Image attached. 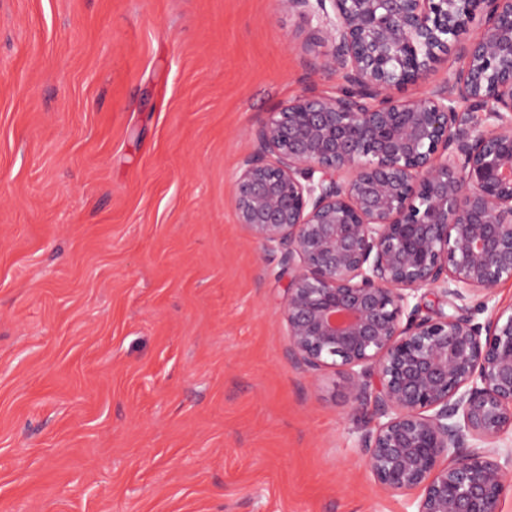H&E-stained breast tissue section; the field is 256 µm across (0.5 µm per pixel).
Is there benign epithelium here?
<instances>
[{
    "instance_id": "obj_1",
    "label": "benign epithelium",
    "mask_w": 512,
    "mask_h": 512,
    "mask_svg": "<svg viewBox=\"0 0 512 512\" xmlns=\"http://www.w3.org/2000/svg\"><path fill=\"white\" fill-rule=\"evenodd\" d=\"M352 86L269 113L236 214L291 273V358L372 405L358 445L414 512H501L512 490V0H280ZM454 79L412 99L453 46ZM467 103L464 110L460 104ZM340 172L349 173L345 180ZM422 289L448 310L420 315ZM485 318L479 322L476 315Z\"/></svg>"
}]
</instances>
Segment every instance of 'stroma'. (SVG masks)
Returning a JSON list of instances; mask_svg holds the SVG:
<instances>
[{
	"mask_svg": "<svg viewBox=\"0 0 512 512\" xmlns=\"http://www.w3.org/2000/svg\"><path fill=\"white\" fill-rule=\"evenodd\" d=\"M279 0H0V512H409L289 355L238 223L268 113L340 96Z\"/></svg>",
	"mask_w": 512,
	"mask_h": 512,
	"instance_id": "obj_1",
	"label": "stroma"
}]
</instances>
